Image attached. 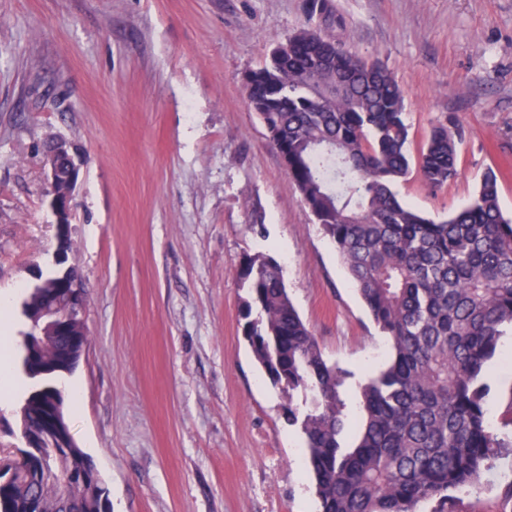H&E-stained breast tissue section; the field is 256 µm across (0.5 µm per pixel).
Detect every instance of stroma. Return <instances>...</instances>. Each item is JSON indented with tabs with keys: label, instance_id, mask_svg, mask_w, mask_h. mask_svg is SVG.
<instances>
[{
	"label": "stroma",
	"instance_id": "35a3bbf8",
	"mask_svg": "<svg viewBox=\"0 0 512 512\" xmlns=\"http://www.w3.org/2000/svg\"><path fill=\"white\" fill-rule=\"evenodd\" d=\"M385 64L412 145L443 115L464 131L461 174L402 199L439 219L486 169L512 214V0H0V289L54 270L44 150L79 168L70 262L89 344L62 386L68 423L112 512H317L288 396L242 334L244 256L273 255L349 405L388 346L248 106L243 78L301 28ZM488 415L512 365L485 372ZM512 448L459 512H512Z\"/></svg>",
	"mask_w": 512,
	"mask_h": 512
}]
</instances>
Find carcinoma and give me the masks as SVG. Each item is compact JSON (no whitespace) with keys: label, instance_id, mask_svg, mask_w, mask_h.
<instances>
[{"label":"carcinoma","instance_id":"obj_1","mask_svg":"<svg viewBox=\"0 0 512 512\" xmlns=\"http://www.w3.org/2000/svg\"><path fill=\"white\" fill-rule=\"evenodd\" d=\"M247 98L301 198L335 247L390 346L383 369L360 386L351 422L342 372L325 359L288 295L279 262L247 256L243 336L270 382L288 393V423L304 436L319 512H456L454 494L477 487L490 459L512 446L489 422L482 372L512 328V215L488 170L465 205L436 222L399 197L411 169L439 190L457 179L462 131L445 115L411 151L403 92L393 72L300 29L250 73ZM42 280L24 304L22 368L33 388L22 404L28 428L52 406L66 417L58 377L87 345L84 318L70 336L31 317L56 293ZM0 483V512H111L105 482L79 447L46 458L17 449ZM85 485L59 495L72 471Z\"/></svg>","mask_w":512,"mask_h":512}]
</instances>
